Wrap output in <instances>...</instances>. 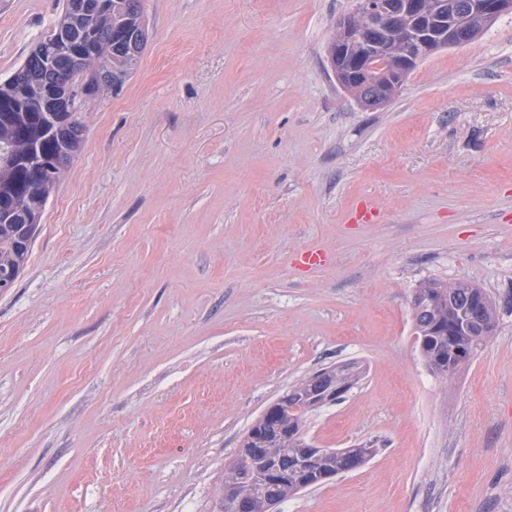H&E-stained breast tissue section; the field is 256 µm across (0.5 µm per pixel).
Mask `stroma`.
<instances>
[{
	"instance_id": "stroma-1",
	"label": "stroma",
	"mask_w": 512,
	"mask_h": 512,
	"mask_svg": "<svg viewBox=\"0 0 512 512\" xmlns=\"http://www.w3.org/2000/svg\"><path fill=\"white\" fill-rule=\"evenodd\" d=\"M351 7L144 0L138 67L84 101L0 294V512H215L251 424L349 361L363 378L304 433L376 453L278 512H512V13L367 110L326 54ZM60 9L0 0V81ZM311 247L328 262L297 268ZM432 278L499 302L451 378L413 329Z\"/></svg>"
}]
</instances>
